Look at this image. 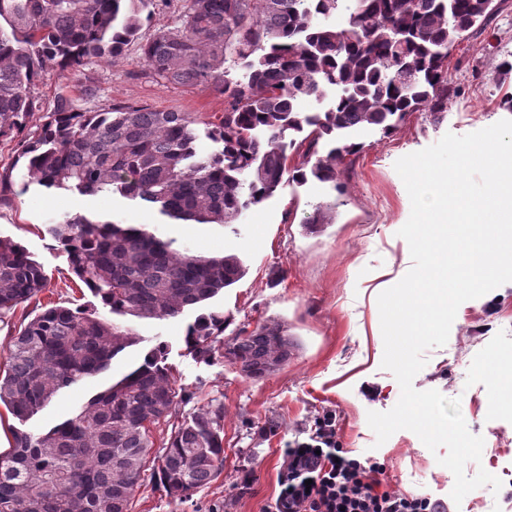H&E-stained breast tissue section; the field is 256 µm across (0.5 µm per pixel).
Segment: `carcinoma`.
I'll use <instances>...</instances> for the list:
<instances>
[{"mask_svg":"<svg viewBox=\"0 0 512 512\" xmlns=\"http://www.w3.org/2000/svg\"><path fill=\"white\" fill-rule=\"evenodd\" d=\"M154 0H0V140L16 142L31 182L47 191L118 194L182 224H233L285 181L336 183L360 148L353 131L392 134L413 112L448 108V45L483 27L494 0H179L174 21L140 42V60L169 83L212 87L224 113L201 117L147 105L84 107L92 86L59 94L36 128L35 87L48 68L106 64L139 38ZM345 15L344 26L332 22ZM302 98L319 107L297 110ZM204 126L215 144L198 149ZM329 146L319 155V145ZM303 147L289 169L288 149ZM336 203H317L324 224ZM51 249L98 305L41 303L43 266L0 237V320L28 302L39 311L11 334L0 403L24 424L63 389L106 371L138 340L136 324L173 318L245 275L235 254L195 255L137 224L66 215L48 225ZM226 318L200 315L186 349L225 357L249 379L288 364L285 324L267 321L219 345ZM158 345L143 363L43 433L17 428L0 453V512H131L147 467L174 501L224 467V407L199 409L154 450L175 413L176 388Z\"/></svg>","mask_w":512,"mask_h":512,"instance_id":"carcinoma-1","label":"carcinoma"}]
</instances>
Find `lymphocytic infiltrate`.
<instances>
[{"mask_svg": "<svg viewBox=\"0 0 512 512\" xmlns=\"http://www.w3.org/2000/svg\"><path fill=\"white\" fill-rule=\"evenodd\" d=\"M297 448L310 466L288 474L282 492L288 512H448L444 501L384 489L382 468L343 455L334 413L319 418Z\"/></svg>", "mask_w": 512, "mask_h": 512, "instance_id": "lymphocytic-infiltrate-1", "label": "lymphocytic infiltrate"}]
</instances>
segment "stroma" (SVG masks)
I'll use <instances>...</instances> for the list:
<instances>
[{"instance_id":"stroma-1","label":"stroma","mask_w":512,"mask_h":512,"mask_svg":"<svg viewBox=\"0 0 512 512\" xmlns=\"http://www.w3.org/2000/svg\"><path fill=\"white\" fill-rule=\"evenodd\" d=\"M509 54L512 0H500L487 27L457 44L448 59L454 92L447 112L437 118L412 113L387 137L375 128L357 131L352 139L361 149L340 165L337 184L313 179L286 184L230 226L189 228L116 194L82 197L35 185L0 203V236L14 239L43 264L49 281L45 300L87 301L64 257L49 249L41 233L44 225L79 212L146 225L181 252L237 255L246 267L244 277L211 304L227 319L224 341H231L240 329L275 320L287 324L298 343L282 369L249 379L226 358L207 361L187 353L188 324L211 306L144 321L137 325L138 343L113 358L104 373L62 390L26 422V429L44 431L73 416L163 344L167 364L186 393L176 420L208 404L224 407V468L213 483L177 503L162 488L145 482L132 512H277L287 446L306 441L316 420L327 412L336 415L341 448L361 461L382 465L388 487L449 500L454 476L437 462L445 448L430 451L408 430L377 444L367 421L369 412L389 411L401 395L398 381L381 365L384 343L377 304L379 294L412 266L409 245L398 234L410 216L411 202L394 164L446 133L465 135L511 116L500 101L505 89L512 88V77L502 78L498 71ZM78 82L96 86L97 109L131 102L204 116L224 110V97L217 91L153 77L134 43L107 65L45 74L36 87L43 108L52 107L59 93ZM331 200L336 212L330 222L306 225L313 204ZM425 357L414 388L460 399L469 431L484 439L482 461L467 463L466 475L483 469L502 481L497 491L488 485L471 491L452 512H512V410L492 406L493 373L487 368L494 358L512 363V282L461 304L447 343L426 350Z\"/></svg>"}]
</instances>
